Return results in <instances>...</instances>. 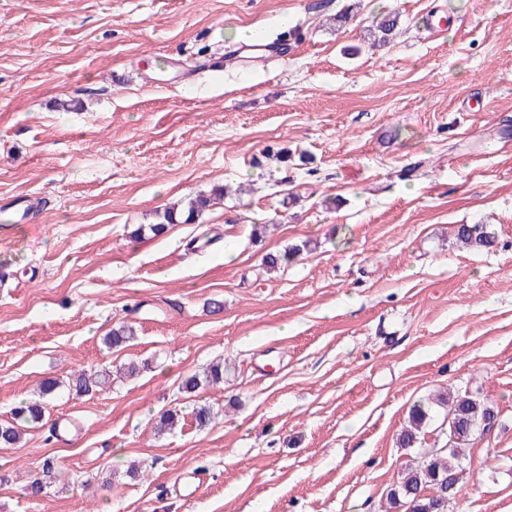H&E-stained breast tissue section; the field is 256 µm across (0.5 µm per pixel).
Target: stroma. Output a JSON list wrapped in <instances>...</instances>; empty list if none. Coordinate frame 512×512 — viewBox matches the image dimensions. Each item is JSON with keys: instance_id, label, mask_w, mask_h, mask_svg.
<instances>
[{"instance_id": "35a3bbf8", "label": "stroma", "mask_w": 512, "mask_h": 512, "mask_svg": "<svg viewBox=\"0 0 512 512\" xmlns=\"http://www.w3.org/2000/svg\"><path fill=\"white\" fill-rule=\"evenodd\" d=\"M233 27L285 57L197 72ZM121 322L134 340L107 347ZM220 359L223 385L181 392ZM131 360L0 447V512H385L418 458L396 446L408 411L446 388L499 412L448 512H512V0H0V421L44 378ZM400 17L397 14H389L378 22L374 28L369 29L371 47H382L390 43L391 35L397 28ZM221 194H214L213 196H198L190 201L186 211L177 214L174 209H167L162 214L158 215L159 221L155 224L149 225V230L154 236L161 235L165 232L168 224H192L199 218V216L213 206L215 200H220ZM454 232L456 239L469 247L487 248L494 242V236L486 224H457Z\"/></svg>"}]
</instances>
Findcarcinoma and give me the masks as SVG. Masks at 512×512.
Instances as JSON below:
<instances>
[{
  "instance_id": "carcinoma-1",
  "label": "carcinoma",
  "mask_w": 512,
  "mask_h": 512,
  "mask_svg": "<svg viewBox=\"0 0 512 512\" xmlns=\"http://www.w3.org/2000/svg\"><path fill=\"white\" fill-rule=\"evenodd\" d=\"M400 17L390 14L369 30L370 45L382 47L390 43L391 35L397 28ZM221 195L198 196L190 201L186 211L177 213L172 209L158 215L159 221L149 225L150 232L161 235L169 224H192L199 216L213 206ZM456 239L469 247L487 248L494 242V236L485 224H458L454 229ZM300 253L294 246L264 259L268 270H274L289 263ZM135 335L133 326L121 323L104 336L106 345L119 346ZM107 371L81 370L71 377L69 391L88 394L103 386ZM224 381V365L218 363L204 374L194 373L182 382V390L193 393L210 384ZM60 388V382L47 378L40 383L37 395L22 401L12 412L9 421L0 422V447H13L20 439L22 429L27 425L41 422L45 411L46 399ZM438 403L448 408L446 415L445 443L424 455L416 466L406 467L399 481L387 494L391 512H448V499L461 489L464 469L461 464L463 449L476 438L488 433L489 425L498 421V411L472 392L448 394ZM432 421L429 410L417 403L409 411V426L401 431L397 445L404 449H413L426 439L427 428Z\"/></svg>"
}]
</instances>
